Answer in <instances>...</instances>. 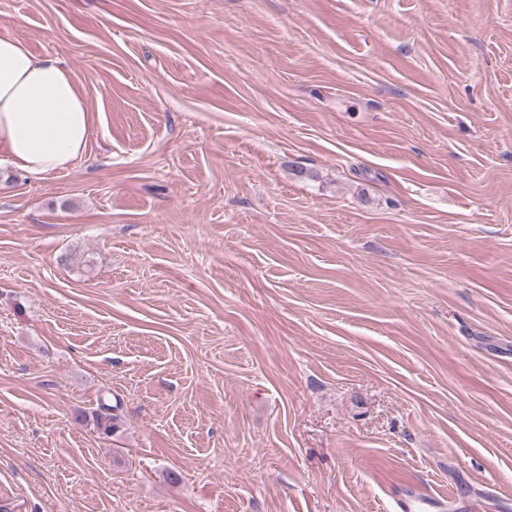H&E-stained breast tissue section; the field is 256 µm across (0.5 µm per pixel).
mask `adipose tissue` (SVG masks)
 I'll return each instance as SVG.
<instances>
[{
  "label": "adipose tissue",
  "instance_id": "ef3b65f1",
  "mask_svg": "<svg viewBox=\"0 0 512 512\" xmlns=\"http://www.w3.org/2000/svg\"><path fill=\"white\" fill-rule=\"evenodd\" d=\"M91 133L92 112L73 74L0 36V164L46 178L81 159Z\"/></svg>",
  "mask_w": 512,
  "mask_h": 512
}]
</instances>
